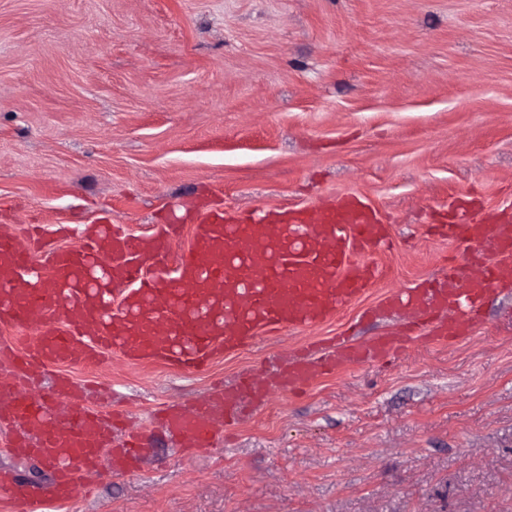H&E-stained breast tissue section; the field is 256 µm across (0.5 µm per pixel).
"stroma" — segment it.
<instances>
[{
	"label": "stroma",
	"mask_w": 512,
	"mask_h": 512,
	"mask_svg": "<svg viewBox=\"0 0 512 512\" xmlns=\"http://www.w3.org/2000/svg\"><path fill=\"white\" fill-rule=\"evenodd\" d=\"M339 194L390 227L366 293L203 371L117 353L70 368L152 447L42 512H512V291L467 336L271 391L193 455L151 422L321 337L398 335L401 313L365 310L446 259L479 276L428 227L462 202L512 210V0H0V224L20 248L33 224L64 247L78 225L177 224L176 256L195 205L233 218Z\"/></svg>",
	"instance_id": "35a3bbf8"
}]
</instances>
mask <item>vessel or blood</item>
<instances>
[{"instance_id":"b4317fda","label":"vessel or blood","mask_w":512,"mask_h":512,"mask_svg":"<svg viewBox=\"0 0 512 512\" xmlns=\"http://www.w3.org/2000/svg\"><path fill=\"white\" fill-rule=\"evenodd\" d=\"M167 231L126 232L108 224L86 227L79 247L20 250L11 225H0V324L38 332L24 349L0 345V426H12L11 454L51 471L46 497L27 489L16 471L0 470V512H40L44 500L68 503L92 491L102 473L134 472L146 456L144 436L112 443L115 412L84 406L81 390L59 374L52 394L27 389L42 365L93 366L117 352L128 362L161 361L200 369L220 352L255 343L262 330L305 328L329 320L363 294L376 277L370 251L391 244L387 225L362 201L337 196L333 205L257 220L226 221L206 212L191 243L170 261ZM443 240L468 242L483 263L477 278L456 272L384 297L403 307L433 337L456 339L473 330L485 302L512 288V214L474 216L436 225ZM44 252L47 273L34 255ZM402 338L377 336L360 344L336 336L327 353L288 352L277 378L243 377L192 408L172 405L155 423L190 451L211 447L224 423L262 406L271 387L292 391L354 364L381 360Z\"/></svg>"}]
</instances>
